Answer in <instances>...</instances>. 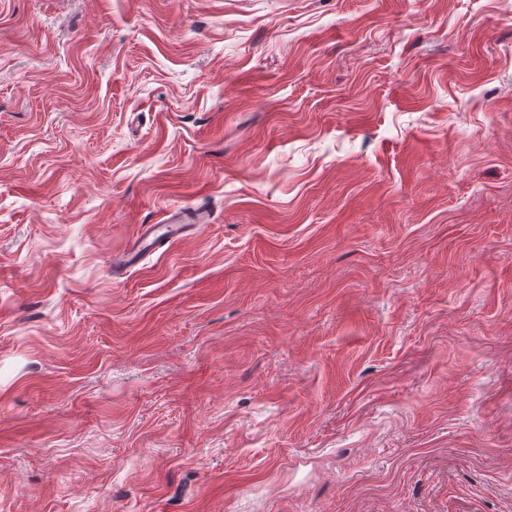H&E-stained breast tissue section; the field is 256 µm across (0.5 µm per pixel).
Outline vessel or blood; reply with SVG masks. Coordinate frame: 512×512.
<instances>
[{"label": "vessel or blood", "mask_w": 512, "mask_h": 512, "mask_svg": "<svg viewBox=\"0 0 512 512\" xmlns=\"http://www.w3.org/2000/svg\"><path fill=\"white\" fill-rule=\"evenodd\" d=\"M206 212L192 207H178L171 211L163 224L147 226L144 233L125 253L113 257L111 265L117 271H129L139 264L143 255L153 251L159 243L193 231L195 225L206 223Z\"/></svg>", "instance_id": "b4317fda"}]
</instances>
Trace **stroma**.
<instances>
[{
	"label": "stroma",
	"mask_w": 512,
	"mask_h": 512,
	"mask_svg": "<svg viewBox=\"0 0 512 512\" xmlns=\"http://www.w3.org/2000/svg\"><path fill=\"white\" fill-rule=\"evenodd\" d=\"M0 512H512V0H0ZM207 214L192 207H178L171 211L165 224H151L125 253L111 261L115 271H129L139 264L143 255L153 251L159 243L194 230L195 224H205Z\"/></svg>",
	"instance_id": "35a3bbf8"
}]
</instances>
